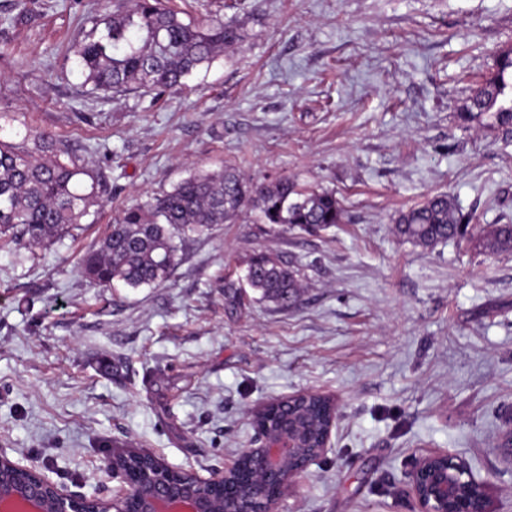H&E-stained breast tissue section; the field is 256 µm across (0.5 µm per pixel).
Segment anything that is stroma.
Masks as SVG:
<instances>
[{"label": "stroma", "mask_w": 512, "mask_h": 512, "mask_svg": "<svg viewBox=\"0 0 512 512\" xmlns=\"http://www.w3.org/2000/svg\"><path fill=\"white\" fill-rule=\"evenodd\" d=\"M122 0H0V139L26 128L108 182L94 217L42 248L0 239V453L111 498L114 453L201 476L252 447L254 412L334 398L327 453L278 512H417L414 461L457 457L486 512H512V252L429 248L401 211L453 196L512 224V130L457 116L512 48V0H173L184 22L241 25L242 42L160 101L93 95L64 54ZM231 166L335 191L345 221L311 236L242 215L180 239L158 286L107 288L80 256L122 208ZM264 252L306 290L279 307L243 289Z\"/></svg>", "instance_id": "35a3bbf8"}]
</instances>
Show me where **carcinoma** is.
Wrapping results in <instances>:
<instances>
[{
    "label": "carcinoma",
    "mask_w": 512,
    "mask_h": 512,
    "mask_svg": "<svg viewBox=\"0 0 512 512\" xmlns=\"http://www.w3.org/2000/svg\"><path fill=\"white\" fill-rule=\"evenodd\" d=\"M241 39L238 24L186 23L166 0H128V6L97 16L75 44L74 55L93 93L148 89L161 96ZM460 120L468 126L512 130L511 49L498 54L494 73L471 97ZM26 138L32 147L0 139V235L40 246L81 223L100 204L107 180L75 158L61 160L63 150L50 133L28 128ZM244 211L255 212L257 221L272 229L297 228L307 234L344 222V209L331 190L300 188L288 177L256 184L226 167L191 175L172 190L125 208L109 234L82 257L80 273L109 287L159 285L177 264L178 235L232 223ZM396 232L424 248L464 239L488 253L512 251V224H474L472 215L445 194L400 213ZM245 281L260 299L286 306L297 304L304 288L297 270L267 253L246 262ZM290 409L298 411L308 432V448L319 447L330 418L328 402L313 395L298 397L290 406L271 409L263 420L275 425Z\"/></svg>",
    "instance_id": "carcinoma-1"
}]
</instances>
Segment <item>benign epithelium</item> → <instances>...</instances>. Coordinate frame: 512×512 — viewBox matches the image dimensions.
I'll return each instance as SVG.
<instances>
[{
    "instance_id": "1",
    "label": "benign epithelium",
    "mask_w": 512,
    "mask_h": 512,
    "mask_svg": "<svg viewBox=\"0 0 512 512\" xmlns=\"http://www.w3.org/2000/svg\"><path fill=\"white\" fill-rule=\"evenodd\" d=\"M260 444L246 448L240 460L221 470H213L202 477L191 470L183 472L155 458L154 473L141 481H131L126 470L112 466V478L121 484L110 499L81 492H72L53 481L36 465L16 461L10 465L28 475V480L8 488L0 486V507L31 508L36 512H90L92 502L104 504L96 512H127L130 499L137 502V512H175L186 508L189 512H215L214 501L202 493L203 488H224L238 472L241 460L247 459L261 480L276 484V490L256 510L237 498L224 500V512H277V505L290 482L309 467L304 462L292 474L284 475L285 466L300 455V435L285 428L274 432L261 430ZM186 478L171 479L174 473ZM467 468L459 460L446 454L429 455L415 462L410 473L411 491L421 512H448V503H454V512H485V497L469 488Z\"/></svg>"
}]
</instances>
